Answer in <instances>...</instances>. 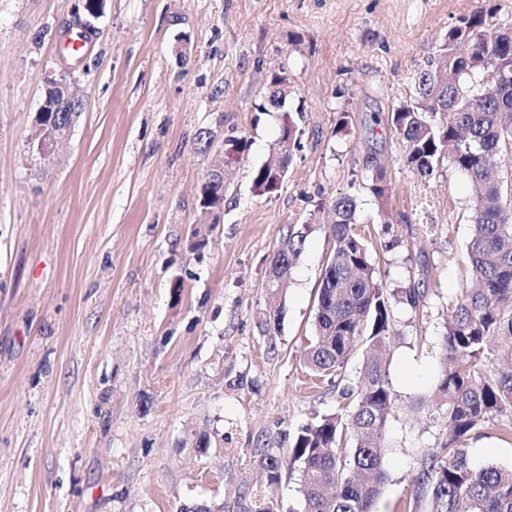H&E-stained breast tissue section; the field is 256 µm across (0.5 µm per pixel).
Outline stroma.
Segmentation results:
<instances>
[{
    "label": "stroma",
    "mask_w": 512,
    "mask_h": 512,
    "mask_svg": "<svg viewBox=\"0 0 512 512\" xmlns=\"http://www.w3.org/2000/svg\"><path fill=\"white\" fill-rule=\"evenodd\" d=\"M75 3L0 0V512H239L265 492L256 446L287 450L313 413L335 410L337 384L362 363L354 353L342 378L319 380L303 364L325 232L307 237L272 337L260 328L269 259L289 226L350 189L359 231L379 242L368 189L378 165L403 241L378 277L418 285L425 309H393L400 411L377 509L419 512L416 451L448 427L410 402L434 382L446 304L469 276L475 190L447 163L428 180L412 173L373 119L414 95L449 27L480 0H107L91 70L76 77L86 106L42 161L35 115ZM278 66L302 113V149L266 198L250 174L281 115L256 106ZM343 112L349 131L338 135ZM203 129L215 135L207 147ZM241 132L252 145L224 211L200 224V185L223 138ZM467 446L476 465L512 466L503 427Z\"/></svg>",
    "instance_id": "35a3bbf8"
}]
</instances>
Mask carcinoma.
I'll return each mask as SVG.
<instances>
[{
  "label": "carcinoma",
  "instance_id": "carcinoma-1",
  "mask_svg": "<svg viewBox=\"0 0 512 512\" xmlns=\"http://www.w3.org/2000/svg\"><path fill=\"white\" fill-rule=\"evenodd\" d=\"M493 0L463 16L448 29L438 61L420 73L416 95L388 115L391 130L404 147L405 166L428 180L445 161L480 187L471 215L465 260L475 287L463 288L448 301V321L438 344L440 366L419 410L443 411L449 435L418 452L412 496L426 512H512V467L477 466L466 442L491 423L512 430V208L503 201V181L496 156L512 148V37L494 23ZM286 75L279 67L267 76L274 89V111L282 113L274 144L287 138L301 148L300 116L278 96ZM69 112H40L45 125L69 122ZM286 173L265 162L251 174L259 196L280 189ZM387 200V182L378 168L369 185ZM224 184L205 178L200 210L224 207ZM358 201L342 193L319 203L302 227H290L268 269L290 278L308 234L324 229L333 246L317 291L314 335L304 365L316 377L339 376L356 347L364 348L357 385L340 393L334 413L314 414L300 425L287 453L255 449L256 463L268 484L298 467L303 512H376L388 476L383 461L389 450L387 428L397 409L389 376V353L399 332L393 307L424 311V294L414 284L397 293L376 277L370 247L357 224ZM282 305H271L262 326L268 336L279 331ZM266 496L254 497L243 512H277Z\"/></svg>",
  "mask_w": 512,
  "mask_h": 512
}]
</instances>
